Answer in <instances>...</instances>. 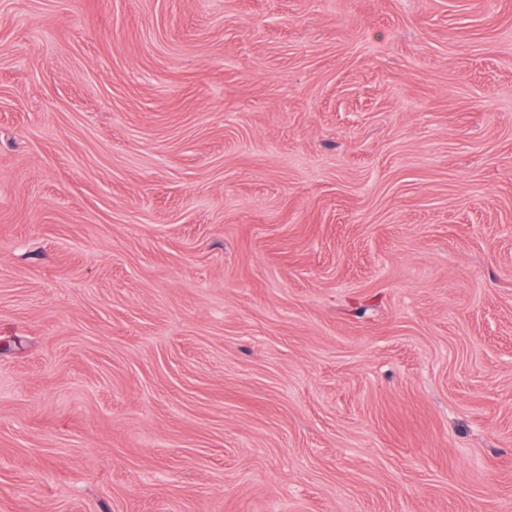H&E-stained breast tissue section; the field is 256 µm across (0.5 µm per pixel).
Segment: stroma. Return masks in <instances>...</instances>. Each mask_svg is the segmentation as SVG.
I'll list each match as a JSON object with an SVG mask.
<instances>
[{"label": "stroma", "instance_id": "stroma-1", "mask_svg": "<svg viewBox=\"0 0 512 512\" xmlns=\"http://www.w3.org/2000/svg\"><path fill=\"white\" fill-rule=\"evenodd\" d=\"M0 512H512V0H0Z\"/></svg>", "mask_w": 512, "mask_h": 512}]
</instances>
